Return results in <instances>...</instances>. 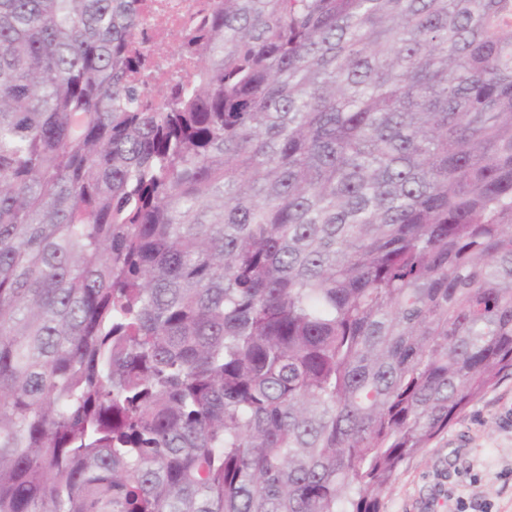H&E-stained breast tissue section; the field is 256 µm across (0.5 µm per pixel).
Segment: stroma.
Here are the masks:
<instances>
[{
  "instance_id": "35a3bbf8",
  "label": "stroma",
  "mask_w": 512,
  "mask_h": 512,
  "mask_svg": "<svg viewBox=\"0 0 512 512\" xmlns=\"http://www.w3.org/2000/svg\"><path fill=\"white\" fill-rule=\"evenodd\" d=\"M384 512H512V372L401 468Z\"/></svg>"
}]
</instances>
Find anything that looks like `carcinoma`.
I'll return each mask as SVG.
<instances>
[{"instance_id":"cac0c4a2","label":"carcinoma","mask_w":512,"mask_h":512,"mask_svg":"<svg viewBox=\"0 0 512 512\" xmlns=\"http://www.w3.org/2000/svg\"><path fill=\"white\" fill-rule=\"evenodd\" d=\"M0 0V512H382L512 370V0ZM148 4L162 5L163 19H157L154 14L143 13L139 37L147 40V46L160 40L165 41L167 51L177 48L180 50L179 40L182 28L191 25L197 18L201 9L206 8L210 0H145ZM166 23L165 31L162 22ZM177 59V52L171 51V62Z\"/></svg>"}]
</instances>
